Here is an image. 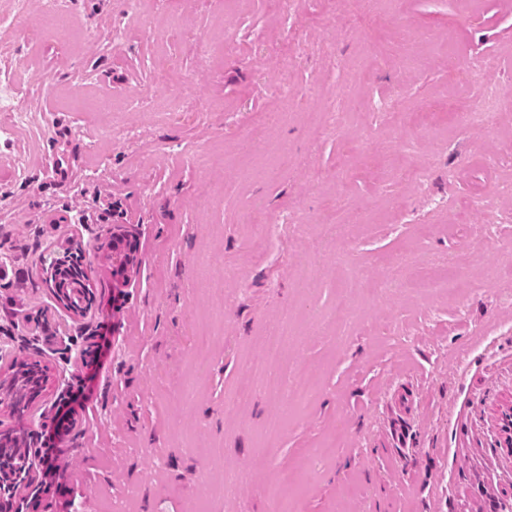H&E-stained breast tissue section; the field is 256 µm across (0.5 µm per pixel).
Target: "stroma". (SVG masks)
<instances>
[{"mask_svg": "<svg viewBox=\"0 0 512 512\" xmlns=\"http://www.w3.org/2000/svg\"><path fill=\"white\" fill-rule=\"evenodd\" d=\"M59 4L60 22L28 0L24 20L0 25L16 44L0 72L29 118L0 130V382L22 362L43 374L23 416L0 398V430L23 428L46 459L16 505L500 512L512 498L497 418L512 400V193L496 191L512 182V0H378L372 14L355 0ZM481 57L494 65L472 70ZM284 79L293 92L279 100ZM476 83L496 92V123L456 128ZM328 98L342 119L316 125ZM264 115L257 147L248 131ZM283 150L292 166L266 180ZM106 207L110 223L74 221ZM258 212L287 226L256 248ZM116 224L137 243L129 282L112 262ZM49 252L81 259L88 309L47 288ZM394 253L466 255L460 297L391 276ZM346 292L354 320L322 334ZM285 324L310 401H237L264 367L256 337ZM398 423L411 451L391 437Z\"/></svg>", "mask_w": 512, "mask_h": 512, "instance_id": "1", "label": "stroma"}]
</instances>
